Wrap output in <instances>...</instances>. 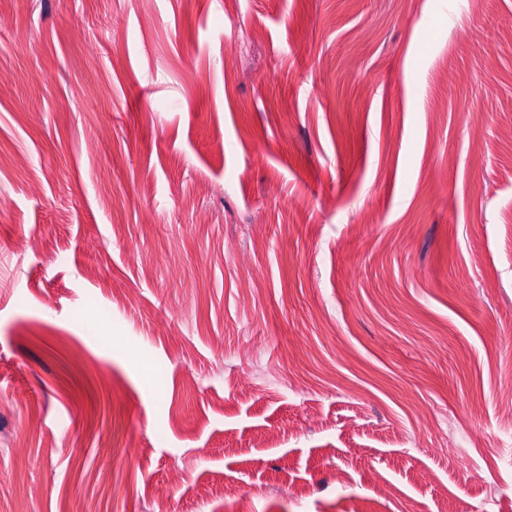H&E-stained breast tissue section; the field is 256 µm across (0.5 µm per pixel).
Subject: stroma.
<instances>
[{
  "instance_id": "35a3bbf8",
  "label": "stroma",
  "mask_w": 512,
  "mask_h": 512,
  "mask_svg": "<svg viewBox=\"0 0 512 512\" xmlns=\"http://www.w3.org/2000/svg\"><path fill=\"white\" fill-rule=\"evenodd\" d=\"M510 16L0 0V512H512Z\"/></svg>"
}]
</instances>
